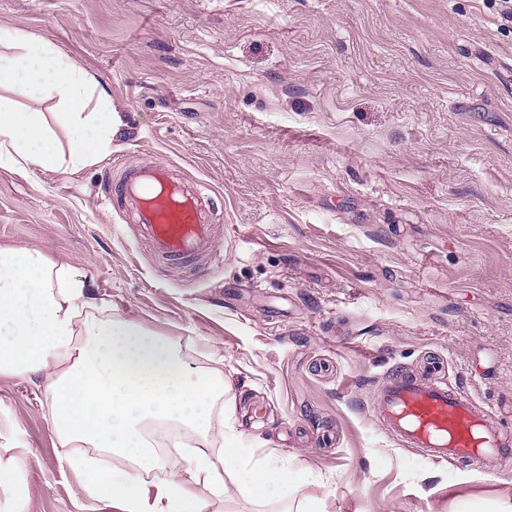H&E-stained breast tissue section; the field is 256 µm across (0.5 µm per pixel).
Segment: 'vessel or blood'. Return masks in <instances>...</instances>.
Wrapping results in <instances>:
<instances>
[{
	"mask_svg": "<svg viewBox=\"0 0 512 512\" xmlns=\"http://www.w3.org/2000/svg\"><path fill=\"white\" fill-rule=\"evenodd\" d=\"M112 199L161 258L177 261L214 248L209 195L178 180L169 163L125 168ZM373 412L398 445L420 449L427 461L512 460V431L445 382L392 371Z\"/></svg>",
	"mask_w": 512,
	"mask_h": 512,
	"instance_id": "obj_1",
	"label": "vessel or blood"
}]
</instances>
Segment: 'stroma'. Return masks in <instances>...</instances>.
<instances>
[{"label":"stroma","instance_id":"35a3bbf8","mask_svg":"<svg viewBox=\"0 0 512 512\" xmlns=\"http://www.w3.org/2000/svg\"><path fill=\"white\" fill-rule=\"evenodd\" d=\"M502 0H0L123 116L76 176L0 167V247L92 277L113 311L231 384L213 410L244 465L304 471L325 512L512 499V461L424 462L371 412L388 371L442 358L512 430V22ZM174 166L213 200L215 253L172 264L115 209L123 167ZM45 377H0L14 512L82 495ZM265 410L250 421L252 405Z\"/></svg>","mask_w":512,"mask_h":512}]
</instances>
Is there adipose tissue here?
I'll use <instances>...</instances> for the list:
<instances>
[{"label":"adipose tissue","mask_w":512,"mask_h":512,"mask_svg":"<svg viewBox=\"0 0 512 512\" xmlns=\"http://www.w3.org/2000/svg\"><path fill=\"white\" fill-rule=\"evenodd\" d=\"M25 99L52 101L54 110L24 108ZM123 125L100 83L51 41L0 25V164L26 175L73 176L111 155ZM52 366L60 372L46 389L61 447L101 448L141 470L166 472L148 482L68 456L82 492L111 502L114 512H209L210 496H223L228 478L245 501L323 512L316 500H296L302 479L292 466L246 469L237 448L216 455L192 449L181 461L159 457L152 439L170 428L211 436L213 409L228 391L223 375H192L173 340L113 314L111 302L69 264L0 248V376Z\"/></svg>","instance_id":"1"}]
</instances>
